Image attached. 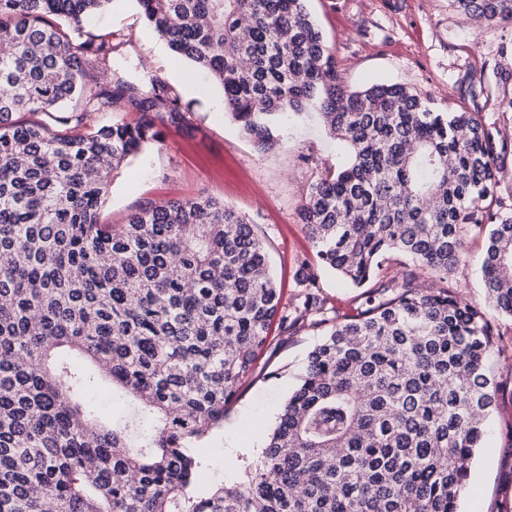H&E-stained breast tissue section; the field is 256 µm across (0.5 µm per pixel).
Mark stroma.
<instances>
[{
	"mask_svg": "<svg viewBox=\"0 0 512 512\" xmlns=\"http://www.w3.org/2000/svg\"><path fill=\"white\" fill-rule=\"evenodd\" d=\"M306 7L350 87L399 83L438 108L479 112L491 119L501 98L512 93L507 85L492 96L485 91L502 44L512 40L510 23L469 30L450 0H306ZM107 33L125 41L113 56L114 65L135 77L141 60L153 57V75L173 88L184 114L160 125L158 141L117 171L101 210L102 223H125L148 201L202 195L222 200L256 224L287 298H295L298 263L315 257L298 210L325 165L347 161L345 146L309 113L287 123L281 147L257 151L226 116L221 89L204 71L176 60L168 43L148 30L136 0H122L90 19L82 35ZM482 249V240L468 242L466 262L449 275L448 285L464 301L486 306L479 273ZM487 317L503 345L488 368L505 390L473 461L460 512H512V319L492 308ZM318 339V332L306 330L272 342L265 369L206 444L213 479H236L245 465L261 458L279 408L296 387ZM229 444L237 449L230 460L222 452Z\"/></svg>",
	"mask_w": 512,
	"mask_h": 512,
	"instance_id": "stroma-1",
	"label": "stroma"
}]
</instances>
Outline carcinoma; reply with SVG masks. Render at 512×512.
Returning a JSON list of instances; mask_svg holds the SVG:
<instances>
[{
	"label": "carcinoma",
	"instance_id": "obj_1",
	"mask_svg": "<svg viewBox=\"0 0 512 512\" xmlns=\"http://www.w3.org/2000/svg\"><path fill=\"white\" fill-rule=\"evenodd\" d=\"M113 2L0 0V512H457L503 385L490 321L448 275L483 239L486 295L512 317V204L498 195L512 94L488 122L401 84L351 89L305 0H138L258 150L307 108L349 148L309 185L316 263L290 305L255 225L220 200L100 222L114 172L181 117L164 81L112 67V36L80 40ZM451 5L512 22V0ZM118 102L139 121L91 122ZM318 268L367 289L366 307L337 314ZM274 326L323 337L262 457L213 486L202 445ZM76 358L130 416L97 409Z\"/></svg>",
	"mask_w": 512,
	"mask_h": 512
}]
</instances>
